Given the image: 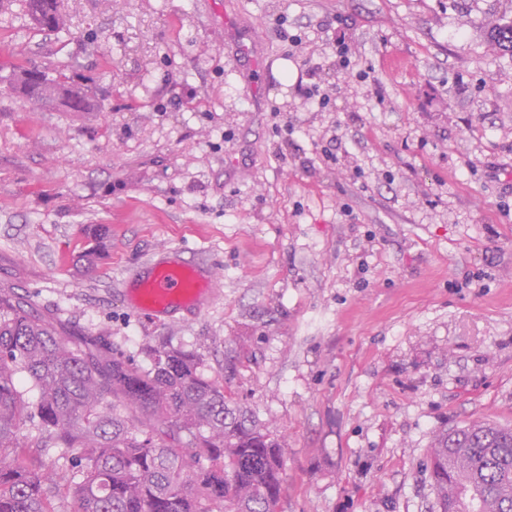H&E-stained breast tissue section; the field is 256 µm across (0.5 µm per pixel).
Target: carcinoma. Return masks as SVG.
I'll list each match as a JSON object with an SVG mask.
<instances>
[{"label": "carcinoma", "mask_w": 512, "mask_h": 512, "mask_svg": "<svg viewBox=\"0 0 512 512\" xmlns=\"http://www.w3.org/2000/svg\"><path fill=\"white\" fill-rule=\"evenodd\" d=\"M41 29L64 23L60 0H25ZM490 36L512 54V21ZM11 88L33 107L86 112L88 90L42 75L26 84L13 51ZM147 368L112 353L104 336L65 338L28 300L0 289V512H280L284 448L265 424L204 378L203 359L180 346L151 348ZM39 389L30 401L14 377ZM33 425L35 439L23 434ZM185 434L182 448L159 441ZM78 448L75 481L60 483L37 448ZM426 471L439 512H512V429L483 420L436 434Z\"/></svg>", "instance_id": "cac0c4a2"}]
</instances>
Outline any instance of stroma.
Returning a JSON list of instances; mask_svg holds the SVG:
<instances>
[{"label":"stroma","mask_w":512,"mask_h":512,"mask_svg":"<svg viewBox=\"0 0 512 512\" xmlns=\"http://www.w3.org/2000/svg\"><path fill=\"white\" fill-rule=\"evenodd\" d=\"M61 6L0 0V287L137 365L201 354L282 440L281 512H438L433 435L512 427V0ZM18 44L98 109L32 111ZM167 249L213 267L207 309L129 308ZM31 21L41 29H56L64 23L60 0H25Z\"/></svg>","instance_id":"obj_1"}]
</instances>
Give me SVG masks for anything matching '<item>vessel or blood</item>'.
<instances>
[{"mask_svg": "<svg viewBox=\"0 0 512 512\" xmlns=\"http://www.w3.org/2000/svg\"><path fill=\"white\" fill-rule=\"evenodd\" d=\"M127 285L132 309L160 317L199 311L217 294L211 267L162 255L145 262Z\"/></svg>", "mask_w": 512, "mask_h": 512, "instance_id": "vessel-or-blood-1", "label": "vessel or blood"}]
</instances>
